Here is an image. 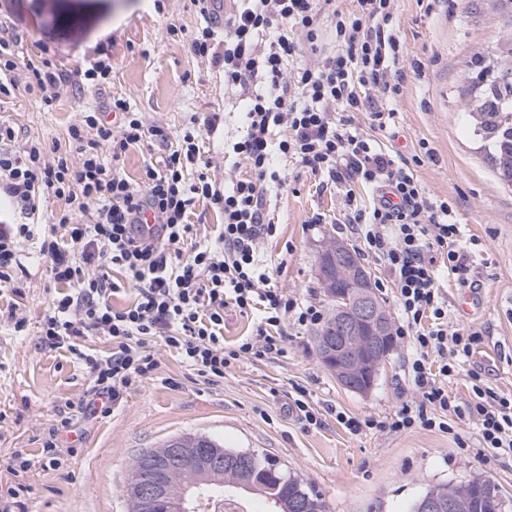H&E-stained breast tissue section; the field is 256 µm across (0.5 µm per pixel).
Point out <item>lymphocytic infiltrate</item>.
<instances>
[{
    "instance_id": "1",
    "label": "lymphocytic infiltrate",
    "mask_w": 512,
    "mask_h": 512,
    "mask_svg": "<svg viewBox=\"0 0 512 512\" xmlns=\"http://www.w3.org/2000/svg\"><path fill=\"white\" fill-rule=\"evenodd\" d=\"M343 12L336 0H235L223 39L206 26L190 36L188 49L219 66L224 85L246 103L244 133L232 151L250 175L223 184L211 179L202 155V135L217 129L216 117L169 138L143 122L127 99L106 110L83 107L66 140H18L0 123V196L13 219L0 225V289L15 283L18 246L29 242L44 260L58 288L39 333L45 345L67 350L86 369L102 412L119 405L133 386L152 378L155 346L175 353L204 383L223 381L242 359L285 352L289 320L319 323V306L302 305L271 287L257 261L262 238L277 231L266 209L270 186H283L275 155L292 159L332 179L372 186L371 209L351 208L349 221L360 251L380 260L400 311L397 338L413 351L408 366L413 401L377 421L379 430L414 428L450 432L451 418L471 421L479 445L491 455L512 459V395L487 386L469 371L470 392L459 402L448 392L479 334L448 324V301L441 273L463 276L469 252L448 202L430 198L408 158L384 152L359 131L358 112L385 125L373 94L389 99L399 91L403 43L397 32L394 0H356ZM334 18L336 50L317 64L302 60L303 48H316L320 17ZM7 16L0 15V97L16 89V72L44 106L61 89L105 86L112 75V42L84 51L86 66L76 73L49 59L29 57ZM160 144V161L146 164L140 181L120 167L135 147ZM81 157L69 163V153ZM198 168L189 179L190 168ZM63 200L48 223H36L43 201ZM203 202L224 215L214 242L193 239L190 216ZM152 211L154 230L139 224ZM133 291L132 303L117 308L114 295ZM259 312L253 335L234 343L224 339V310ZM100 337L112 351L100 356L85 343ZM36 463L15 451L8 468L17 483L0 493V512H27L22 493Z\"/></svg>"
}]
</instances>
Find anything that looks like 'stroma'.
<instances>
[{"mask_svg": "<svg viewBox=\"0 0 512 512\" xmlns=\"http://www.w3.org/2000/svg\"><path fill=\"white\" fill-rule=\"evenodd\" d=\"M25 52L55 49V64L81 66L79 47L112 37V82L86 89L82 99L61 91L52 107L24 90L0 104V122L20 137L62 140L80 118V105L102 107L126 98L151 125L175 133L193 119L218 116V130L204 138L207 174L223 181L248 175L231 145L241 132L242 104L224 88L221 69L192 56L187 39L208 23L191 0H0ZM405 47L404 78L395 98L384 101L391 119L373 126L368 114L358 126L382 148L410 158L431 148L416 166L425 192L448 201L472 241L466 280L442 279L448 319L481 338L448 382L459 400L469 397L468 370L481 371L499 392L512 393V185L501 181L488 146L471 117L480 87L465 75L474 59L492 60L496 43L512 32V19L496 0H395ZM285 185L270 189L267 204L277 226L264 239L259 264L272 287L328 309L319 284V254L328 237L349 247L357 241L348 222V199L371 206L372 189L335 181L300 164H281ZM22 268L16 293L0 295V310L16 307L26 317L24 333L0 327V486L15 478L7 469L14 451L38 458L65 402L91 400L83 365L64 349L42 344L40 323L54 286L30 243L19 247ZM470 311H462L465 295ZM317 326L289 323L285 354L240 361L223 382L208 385L156 347L153 380L133 387L113 414L78 413L62 433L63 468H33L30 512H129L131 465L142 451L183 435H205L225 447L255 450L283 470L311 483L330 512H410L427 489L461 484L480 474L512 501V460L479 454L474 424L462 420L455 433L411 429L354 434L338 420L347 415L377 420L414 400L408 379L412 350L395 340L373 388L365 394L340 385L317 351ZM310 393L320 417L308 424L296 408V386Z\"/></svg>", "mask_w": 512, "mask_h": 512, "instance_id": "stroma-1", "label": "stroma"}]
</instances>
